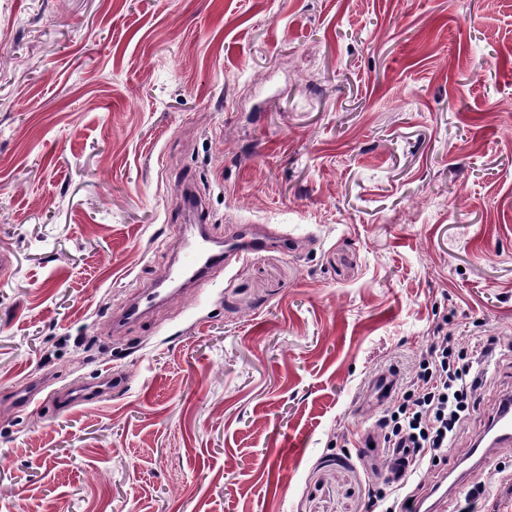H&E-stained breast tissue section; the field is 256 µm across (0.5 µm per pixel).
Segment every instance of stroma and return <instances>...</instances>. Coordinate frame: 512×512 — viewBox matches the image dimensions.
<instances>
[{
	"instance_id": "35a3bbf8",
	"label": "stroma",
	"mask_w": 512,
	"mask_h": 512,
	"mask_svg": "<svg viewBox=\"0 0 512 512\" xmlns=\"http://www.w3.org/2000/svg\"><path fill=\"white\" fill-rule=\"evenodd\" d=\"M189 177L282 239L112 333ZM1 254L0 512H378L371 374L493 336L452 479L512 393V0H0ZM467 482L512 512V449ZM111 392L112 376L104 374L96 385L83 381L74 382L63 394L53 400V405L59 412L67 411L77 406L90 404Z\"/></svg>"
}]
</instances>
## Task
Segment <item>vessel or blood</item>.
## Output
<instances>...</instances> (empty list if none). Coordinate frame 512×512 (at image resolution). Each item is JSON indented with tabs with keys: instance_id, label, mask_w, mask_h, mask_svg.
<instances>
[{
	"instance_id": "b4317fda",
	"label": "vessel or blood",
	"mask_w": 512,
	"mask_h": 512,
	"mask_svg": "<svg viewBox=\"0 0 512 512\" xmlns=\"http://www.w3.org/2000/svg\"><path fill=\"white\" fill-rule=\"evenodd\" d=\"M178 206L185 214L197 218V232L187 244L184 257L172 269V278L185 288L202 287L209 279L212 270L229 264L249 255L257 254L267 248L268 237L238 234L226 243H218L211 239L207 227L201 218L204 209L200 198L191 185L181 189ZM157 288H145L128 301L119 314L113 319L114 331H122L127 325L144 321L148 309L159 298ZM112 378L110 375L100 377L98 383L91 384L78 381L71 384L66 391L57 396L53 405L57 411L89 404L102 396L111 393ZM480 445L485 450L512 447V395L506 394L499 398L495 412L480 438Z\"/></svg>"
}]
</instances>
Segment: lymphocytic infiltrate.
Wrapping results in <instances>:
<instances>
[{
  "mask_svg": "<svg viewBox=\"0 0 512 512\" xmlns=\"http://www.w3.org/2000/svg\"><path fill=\"white\" fill-rule=\"evenodd\" d=\"M493 352L490 345L468 351L456 347L450 336L437 337L389 414V447L413 449L417 469L453 447L467 419L471 397L488 382L484 363Z\"/></svg>",
  "mask_w": 512,
  "mask_h": 512,
  "instance_id": "obj_1",
  "label": "lymphocytic infiltrate"
}]
</instances>
